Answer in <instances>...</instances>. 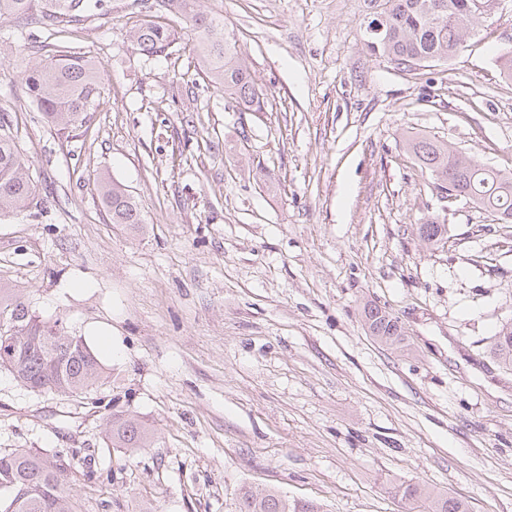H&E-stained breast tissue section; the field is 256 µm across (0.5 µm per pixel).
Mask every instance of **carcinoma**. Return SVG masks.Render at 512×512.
<instances>
[{
	"instance_id": "obj_1",
	"label": "carcinoma",
	"mask_w": 512,
	"mask_h": 512,
	"mask_svg": "<svg viewBox=\"0 0 512 512\" xmlns=\"http://www.w3.org/2000/svg\"><path fill=\"white\" fill-rule=\"evenodd\" d=\"M29 0H0V18L26 11ZM103 0H53L43 24H80L102 8ZM154 11L152 19L137 25L130 35L140 54H171L177 36L163 13L181 15L194 35L199 73L224 94L252 112L261 111L262 92L245 61L236 39L224 28V18L200 10L199 0H155L143 3ZM375 18L383 30L365 40L367 52L403 69L424 63H446L454 48L469 37L481 14L474 0H379ZM34 102L47 123L75 130L87 122L102 94L101 65L84 53L66 52L45 59L25 75ZM409 150L421 170L437 188L462 195L495 220L512 223V173L481 164L454 151L447 143L416 136ZM27 159L12 133L9 115L0 113V216L26 209L35 192L26 176ZM97 194L112 223L133 227L142 223L133 198L106 177L95 179ZM446 228L433 220L419 225L420 238L430 246L444 239ZM369 335L385 346L403 348L404 328L382 307L363 309ZM17 329L10 331L11 324ZM493 352L512 366V324L496 334ZM0 369L9 371L27 390L68 395L88 393L102 382L103 368L86 341L68 331L57 319L46 326L28 314L20 289L0 283ZM104 433L113 448L136 451L154 444V433L137 414L117 412L105 419ZM60 452L42 448L0 450V512H78V503L65 471L56 466ZM402 500L424 505V512H469L468 505L446 493L416 483L395 486ZM238 512H320L309 501L290 500L274 490L243 488Z\"/></svg>"
}]
</instances>
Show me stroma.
Here are the masks:
<instances>
[{
    "label": "stroma",
    "instance_id": "1",
    "mask_svg": "<svg viewBox=\"0 0 512 512\" xmlns=\"http://www.w3.org/2000/svg\"><path fill=\"white\" fill-rule=\"evenodd\" d=\"M49 7L0 18V38L34 42L0 49V108L37 186L0 220V279L108 377L62 397L0 371V448L93 449L68 471L81 512H237L244 487L322 512H414L391 492L402 482L512 512V367L492 352L512 323V223L445 206L407 149L423 134L512 169V0L453 60L411 71L367 53L375 0H200L234 30L259 112L203 79L188 93L181 18L179 52L146 57L130 41L138 0L51 29ZM65 50L103 66L100 105L70 133L23 81ZM100 174L139 228L112 222ZM428 219L448 229L434 248ZM368 303L400 318L407 351L369 336ZM127 410L153 447L106 445L105 418ZM97 194L116 224L137 227L141 224L140 213L133 198L118 183L106 177L95 179Z\"/></svg>",
    "mask_w": 512,
    "mask_h": 512
}]
</instances>
